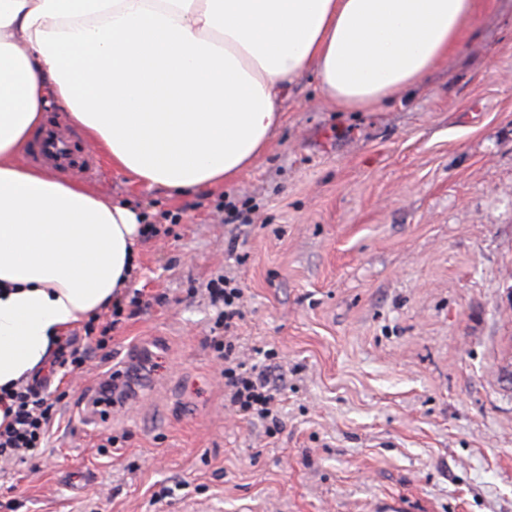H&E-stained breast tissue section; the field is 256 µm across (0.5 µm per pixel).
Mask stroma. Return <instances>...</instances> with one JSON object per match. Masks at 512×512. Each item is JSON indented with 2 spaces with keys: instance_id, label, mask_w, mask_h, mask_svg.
<instances>
[{
  "instance_id": "35a3bbf8",
  "label": "stroma",
  "mask_w": 512,
  "mask_h": 512,
  "mask_svg": "<svg viewBox=\"0 0 512 512\" xmlns=\"http://www.w3.org/2000/svg\"><path fill=\"white\" fill-rule=\"evenodd\" d=\"M280 109L264 155L208 192L90 181L160 225L132 285L163 301L120 325L110 360L57 374L60 419L0 468V512H512V0H485L391 102L341 110L310 73ZM224 275L246 363L278 352L273 436L224 405L205 291ZM124 368L133 391L100 415ZM125 377L124 372L117 369L113 370L112 374L100 383L98 395L95 399L97 407L105 406L106 408H112V404H115L117 392H121L120 388L126 383ZM106 408L100 410V412L106 414Z\"/></svg>"
}]
</instances>
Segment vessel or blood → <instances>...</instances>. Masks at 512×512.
<instances>
[{
	"instance_id": "b4317fda",
	"label": "vessel or blood",
	"mask_w": 512,
	"mask_h": 512,
	"mask_svg": "<svg viewBox=\"0 0 512 512\" xmlns=\"http://www.w3.org/2000/svg\"><path fill=\"white\" fill-rule=\"evenodd\" d=\"M77 138L73 127L64 119H56L36 133L28 159L35 164L50 163L67 172L76 170L87 177L98 176L99 167L95 158L74 156Z\"/></svg>"
}]
</instances>
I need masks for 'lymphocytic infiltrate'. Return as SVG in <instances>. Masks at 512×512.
<instances>
[{"label": "lymphocytic infiltrate", "mask_w": 512, "mask_h": 512, "mask_svg": "<svg viewBox=\"0 0 512 512\" xmlns=\"http://www.w3.org/2000/svg\"><path fill=\"white\" fill-rule=\"evenodd\" d=\"M208 292L219 313L215 322L220 333L210 343L224 362V399L230 407L248 417L267 422L269 431L279 427L280 388L270 366H246L241 361L231 331L243 317L242 288L235 280L211 281ZM149 301L139 291L117 295L105 316H92L81 332L58 342L46 369L29 381L0 390V403L7 421L0 425V464L26 462L48 442L59 413L61 398L52 383L58 371L82 367L92 350L105 349L112 341L113 329L128 316L147 310Z\"/></svg>", "instance_id": "obj_1"}]
</instances>
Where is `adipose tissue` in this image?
I'll use <instances>...</instances> for the list:
<instances>
[{
  "mask_svg": "<svg viewBox=\"0 0 512 512\" xmlns=\"http://www.w3.org/2000/svg\"><path fill=\"white\" fill-rule=\"evenodd\" d=\"M481 0H0V388L49 362L130 287L141 225L82 181L22 160L49 101L114 169L205 191L252 166L284 93L315 72L363 108L416 87Z\"/></svg>",
  "mask_w": 512,
  "mask_h": 512,
  "instance_id": "1",
  "label": "adipose tissue"
}]
</instances>
